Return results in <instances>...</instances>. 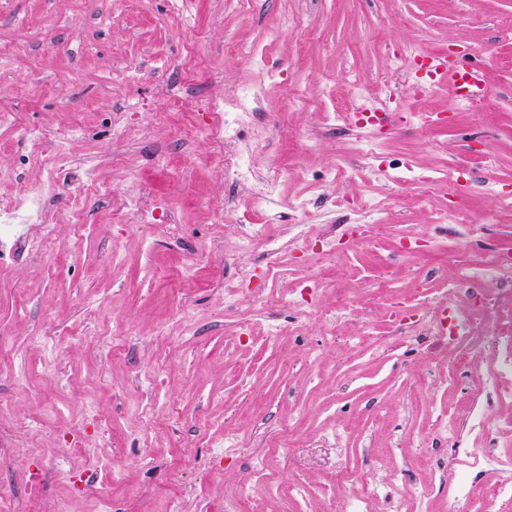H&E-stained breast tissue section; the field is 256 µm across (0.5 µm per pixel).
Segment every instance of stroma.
<instances>
[{"label": "stroma", "mask_w": 512, "mask_h": 512, "mask_svg": "<svg viewBox=\"0 0 512 512\" xmlns=\"http://www.w3.org/2000/svg\"><path fill=\"white\" fill-rule=\"evenodd\" d=\"M176 25L169 0H0V195L37 188L45 160L69 165L47 197V225L25 224L0 258V512H249L250 486L265 512H296L337 487L362 458V478L433 492L418 512L448 504L441 422L471 441L498 427L474 422L482 393L449 382L435 337L392 342L378 298L391 281L399 302L418 278L448 277L512 250V0H190ZM297 27L283 26L284 18ZM476 55L487 88L471 108L440 88L427 111L384 131L389 164L434 173L443 188L412 181L408 205L384 172L337 178L325 193L384 202L381 225L326 269L320 254L341 212L311 210L310 246L281 240L271 283L262 251L237 250L240 223H265L310 198V179L351 160L353 140L322 118L351 94L385 108L427 85L426 70L394 69L389 53ZM260 87L257 125L243 143L257 169L282 179L270 208L224 185L209 140L211 93ZM166 203L176 223L140 224L115 210L133 191ZM465 208L479 248L443 212ZM423 243L395 259L401 240ZM250 271L236 300L224 275ZM319 278V311L283 292ZM352 315L338 318L339 295ZM253 319L250 336L236 323ZM276 319L281 336L265 324ZM239 445L213 458L225 432Z\"/></svg>", "instance_id": "35a3bbf8"}]
</instances>
